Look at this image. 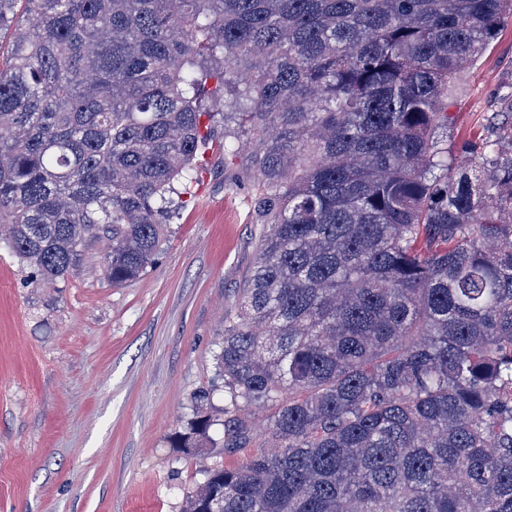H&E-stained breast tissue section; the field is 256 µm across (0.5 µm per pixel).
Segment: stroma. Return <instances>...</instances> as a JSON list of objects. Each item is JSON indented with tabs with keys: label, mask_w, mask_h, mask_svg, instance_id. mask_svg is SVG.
<instances>
[{
	"label": "stroma",
	"mask_w": 512,
	"mask_h": 512,
	"mask_svg": "<svg viewBox=\"0 0 512 512\" xmlns=\"http://www.w3.org/2000/svg\"><path fill=\"white\" fill-rule=\"evenodd\" d=\"M448 147L512 122V21L448 100ZM251 152L213 151L139 279L112 286L103 246L53 288L0 242V512H181L202 462L171 448L258 249Z\"/></svg>",
	"instance_id": "1"
}]
</instances>
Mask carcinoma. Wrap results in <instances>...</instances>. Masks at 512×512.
<instances>
[{
    "mask_svg": "<svg viewBox=\"0 0 512 512\" xmlns=\"http://www.w3.org/2000/svg\"><path fill=\"white\" fill-rule=\"evenodd\" d=\"M509 18L512 0H0V224L33 283L90 242L112 285L140 278L201 158L254 145L266 230L171 438L208 460L183 512H512V127L461 168L444 136Z\"/></svg>",
    "mask_w": 512,
    "mask_h": 512,
    "instance_id": "1",
    "label": "carcinoma"
}]
</instances>
